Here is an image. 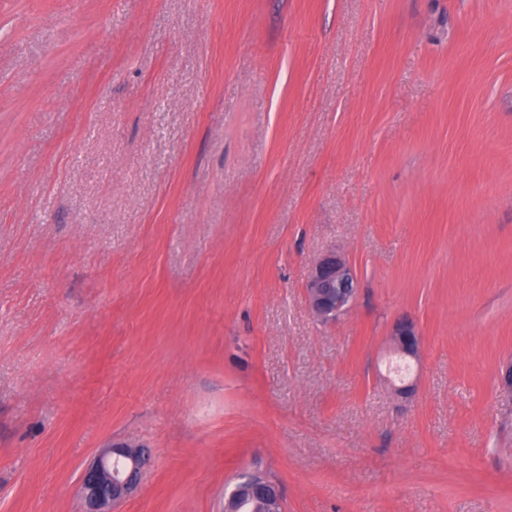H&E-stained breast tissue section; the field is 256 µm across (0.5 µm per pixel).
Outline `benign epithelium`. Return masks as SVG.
<instances>
[{
	"label": "benign epithelium",
	"instance_id": "7a95c632",
	"mask_svg": "<svg viewBox=\"0 0 512 512\" xmlns=\"http://www.w3.org/2000/svg\"><path fill=\"white\" fill-rule=\"evenodd\" d=\"M356 283L346 257L333 250L322 253L305 284L310 311L323 322L335 321L353 301ZM391 336L398 354L419 356L420 336L413 322L394 324ZM148 462L149 454L141 445L114 443L102 449L82 474L83 512H114L115 505L137 488ZM258 503L264 512H283L280 486L256 470L240 474L224 492V512H254Z\"/></svg>",
	"mask_w": 512,
	"mask_h": 512
}]
</instances>
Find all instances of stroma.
Here are the masks:
<instances>
[{"instance_id": "35a3bbf8", "label": "stroma", "mask_w": 512, "mask_h": 512, "mask_svg": "<svg viewBox=\"0 0 512 512\" xmlns=\"http://www.w3.org/2000/svg\"><path fill=\"white\" fill-rule=\"evenodd\" d=\"M510 363L512 0H0V512H512ZM356 283V273L345 256L333 250L322 253L305 284L310 311L322 322L335 321L353 301ZM418 329L411 321L404 320L393 325L392 340L397 354L403 357L417 358L421 343ZM148 462L141 445L112 443L102 449L82 474L83 512L115 511V505L137 488ZM257 503L264 512L283 511L280 486L256 470L240 474L224 492V512H253Z\"/></svg>"}]
</instances>
